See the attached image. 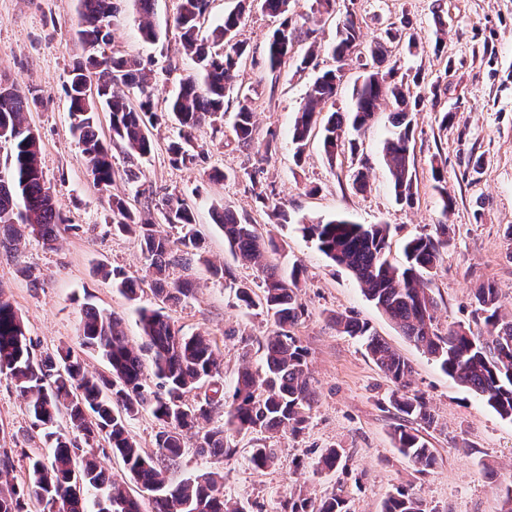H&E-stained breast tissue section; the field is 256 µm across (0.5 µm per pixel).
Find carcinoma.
Returning <instances> with one entry per match:
<instances>
[{
	"label": "carcinoma",
	"mask_w": 512,
	"mask_h": 512,
	"mask_svg": "<svg viewBox=\"0 0 512 512\" xmlns=\"http://www.w3.org/2000/svg\"><path fill=\"white\" fill-rule=\"evenodd\" d=\"M142 15L143 39L156 44L161 33L151 20L155 0H135ZM223 21L203 31L210 0H179L174 27L183 52L196 65L194 73L167 100L158 115L152 84L153 70L143 59L107 56L103 46L111 42L114 0H82L79 41L84 56L75 61L64 85L69 101L70 131L86 158L94 184L107 191L116 179L112 149L130 161L145 158L154 148L153 129L162 119L177 125V138L168 145L174 166L198 165L206 159L194 131L203 122L224 117V101L234 98L237 110L233 131L238 144L254 145V112L250 107L254 88L238 83L239 72L249 57L247 45L238 39L245 16L258 2L278 19L267 46L270 71L292 63L298 70L317 67L320 47L311 42L302 55L295 44L314 31H304L290 16V0H231ZM336 15L335 42L331 47L334 67L322 71L308 86L292 131L295 159L301 160L307 141L320 136L329 161L336 160L344 125L358 133L369 124L382 101L390 99V137L384 145L395 198L411 205L415 199L413 119L424 101L419 74L399 73L391 61L392 48L415 46L406 26L390 25L384 34L364 42L362 21L356 13L337 10V0H313L311 20ZM363 70L352 88V107L347 113L325 111L335 105L336 84L353 65ZM96 85L88 95L86 83ZM42 104L37 90H19L0 80V247L19 251L30 236L53 246L60 226L68 223L56 206L40 166L38 135L25 124V114ZM111 118L112 143L97 132L98 113ZM445 162L432 166L448 217L455 201L448 196ZM255 200L268 206L273 190L263 170L244 168L238 175ZM159 218L133 209L120 197L109 199L108 223L112 233L131 235L138 241L144 275L154 295L171 307L192 293L188 282L169 281L170 267L190 265L202 257L204 239L195 231L192 206L181 194L166 193L155 201ZM215 224L224 232L233 256L262 267L261 291L246 283L236 284L238 301L247 309L272 315L277 329L262 343V365L243 366L232 392L224 387V373L215 340L200 332L188 334L176 326L163 308H136L142 344L126 340L123 319L112 312L85 304L77 336L79 350L60 347L36 358L17 310L0 289V373L14 384L47 445V454L29 458L28 480L18 486L8 481L13 466L8 455L0 458V479L9 486L0 493V512H26L27 502L45 506L61 500L60 512H142L141 501L127 483L106 473L98 464L95 448L106 444L121 459L139 491L153 504L152 512H247L245 506L224 498L223 476L202 471L175 482L170 473L184 454L185 440L196 438V451L205 458L221 460L233 449L224 447V435H298L307 422L306 410L314 402L307 356L291 328L305 316L297 290L301 270L293 266L283 276L274 265L263 263L265 254L277 250L273 237L263 236L255 225L240 219L231 209L214 211ZM303 235L336 265L347 269L363 286L366 297L396 323L418 348L435 358L448 376L481 397L501 418L512 419V316L502 312L495 285L486 283L474 292L475 323L485 332L458 325L441 335L434 324L437 305L427 276L437 268L448 247V224L436 225V234L421 235L405 246L402 268L386 257L388 229L383 224H355L347 219H312L302 225ZM96 273L112 278L130 301L139 299V280L102 264ZM342 331L363 341L367 355L394 384L392 402L403 416L428 427L435 422L428 401L410 390L412 367L393 351L367 324L351 315L334 317ZM95 354L108 363L106 373H92L82 355ZM148 410L162 424L155 435V451L147 453L128 430V421ZM224 413L222 424L206 427L212 414ZM393 440L400 454L424 473L436 457L419 435L399 425ZM276 459V449L262 444L251 449L249 464L265 469ZM346 469L347 460L336 448L326 449L317 461L320 471ZM281 512H350L348 500L333 494L319 503L294 493L284 500ZM383 512H426L421 500L404 489L385 501Z\"/></svg>",
	"instance_id": "carcinoma-1"
}]
</instances>
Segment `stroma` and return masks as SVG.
Wrapping results in <instances>:
<instances>
[{
	"instance_id": "1",
	"label": "stroma",
	"mask_w": 512,
	"mask_h": 512,
	"mask_svg": "<svg viewBox=\"0 0 512 512\" xmlns=\"http://www.w3.org/2000/svg\"><path fill=\"white\" fill-rule=\"evenodd\" d=\"M177 5L178 0H155L152 21L163 42L153 45L141 37L134 0H118L107 47L111 53L154 59L159 71L155 101L161 107L194 68L191 58L176 50ZM339 6L362 18L370 38L387 24L405 23L417 48L411 54L394 48V59L418 71L424 85L438 84L442 105L454 114L445 128L431 106L414 117L413 206L396 202L384 160L391 104H381L357 136V153L346 150L329 162L314 137L302 159L294 160L290 129L314 73L291 64L269 71L266 51L273 24L257 10L240 29L239 38L253 56L240 80L256 90L257 146L269 139L275 144L268 160L260 161L255 149L241 148L229 122H207L195 131L208 151L205 162L172 166L167 145L175 130L163 122L153 130L154 151L142 161L137 184L119 176L110 193L126 196L142 212L150 210L151 197L174 191L188 195L208 260L193 262L187 270L171 268V279L190 281L194 291L167 313L184 331L205 332L216 341L225 383H233L243 361L260 366V345L275 326L261 310L239 304L235 284L258 285L261 273L232 256L223 232L211 220L212 210L229 207L260 232H272L282 249L269 256V263L282 270L294 264L303 269L298 298L306 315L294 333L308 350L316 401L302 433L268 439L277 458L267 469H254L247 462L253 435H227L224 444L233 454L223 462L226 498L244 504L248 512H279L290 492L314 501L338 492L348 499L351 512H383L385 500L404 488L427 512H506V491L512 488V421L502 419L410 342L365 297L355 277L320 252L301 227L306 219L336 216L388 225L387 257L399 265L408 239L434 233L436 224L446 221L450 246L428 283L437 302L439 331L471 322L473 293L483 283H494L503 311L512 312V0H339ZM79 11L80 0H0V78L24 90L36 89L45 102L27 113L26 122L40 136V165L57 206L70 219L55 248L30 238L19 256L0 249V288L22 317L38 354L75 345L81 310L88 303L123 316L130 343L142 342L136 303L95 272L104 263L138 277L143 262L134 237L113 234L106 223L108 193L89 177L70 133L64 84L82 52ZM439 15L447 23L442 31L435 23ZM436 157L447 161L446 187L455 200L446 216L432 178ZM477 159L482 166L476 170L472 163ZM258 164L288 214L287 223H272L267 208L234 177L235 171ZM211 168L228 172V179L210 181ZM358 169L367 174L363 192L351 186ZM213 264L223 267V277L211 275ZM25 267L38 275V284L22 275ZM341 313L367 322L409 362L412 386L428 401L433 426L403 420L390 400L393 384L360 343L333 323V315ZM401 424L432 448L436 463L426 473H417L395 447L392 433ZM332 447L343 450L347 469L315 471L318 454ZM0 448L7 450L19 482L27 477L29 458L45 451L25 401L2 375Z\"/></svg>"
}]
</instances>
